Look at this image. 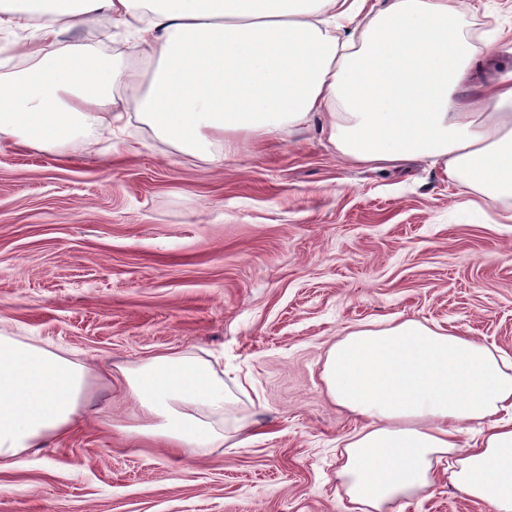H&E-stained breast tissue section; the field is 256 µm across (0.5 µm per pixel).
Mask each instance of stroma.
Returning <instances> with one entry per match:
<instances>
[{"label":"stroma","mask_w":512,"mask_h":512,"mask_svg":"<svg viewBox=\"0 0 512 512\" xmlns=\"http://www.w3.org/2000/svg\"><path fill=\"white\" fill-rule=\"evenodd\" d=\"M464 28L512 39V0H471ZM61 41L120 66L121 22ZM29 23L0 34V78L30 66ZM320 120L282 142L240 140L222 166L130 118L59 145L0 139V317L92 375L163 352L209 359L249 416L248 441L204 458L128 447L96 415L0 470V512H349L336 472L364 420L327 396L328 348L403 319L512 358V199L469 204L421 160L343 161ZM403 512H490L448 463Z\"/></svg>","instance_id":"35a3bbf8"}]
</instances>
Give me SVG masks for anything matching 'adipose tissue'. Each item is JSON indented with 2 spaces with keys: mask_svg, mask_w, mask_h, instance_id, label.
Listing matches in <instances>:
<instances>
[{
  "mask_svg": "<svg viewBox=\"0 0 512 512\" xmlns=\"http://www.w3.org/2000/svg\"><path fill=\"white\" fill-rule=\"evenodd\" d=\"M469 0H0V30L23 16L38 35L34 63L0 79V135L44 146L141 114L163 138L219 164L241 137L280 141L321 116L341 159L417 157L485 199L512 198V70L472 98L459 91L474 61L459 26ZM104 16L133 22L151 75L114 69L57 39ZM124 95H114L115 86ZM90 371L46 347L0 333V469L65 439L86 412ZM323 381L362 417L337 477L356 512H396L449 478L491 512H512V362L475 339L416 319L358 328L329 349ZM138 406L122 431L144 447L193 457L247 430L209 360L155 355L108 373Z\"/></svg>",
  "mask_w": 512,
  "mask_h": 512,
  "instance_id": "ef3b65f1",
  "label": "adipose tissue"
}]
</instances>
